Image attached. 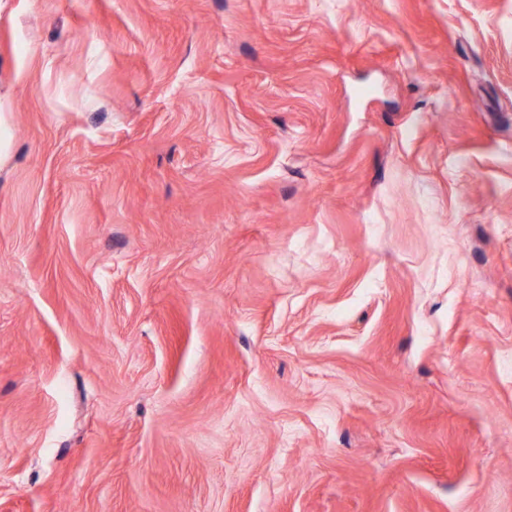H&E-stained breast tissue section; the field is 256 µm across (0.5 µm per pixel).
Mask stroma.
<instances>
[{"label": "stroma", "mask_w": 512, "mask_h": 512, "mask_svg": "<svg viewBox=\"0 0 512 512\" xmlns=\"http://www.w3.org/2000/svg\"><path fill=\"white\" fill-rule=\"evenodd\" d=\"M0 512H512V0H0Z\"/></svg>", "instance_id": "stroma-1"}]
</instances>
